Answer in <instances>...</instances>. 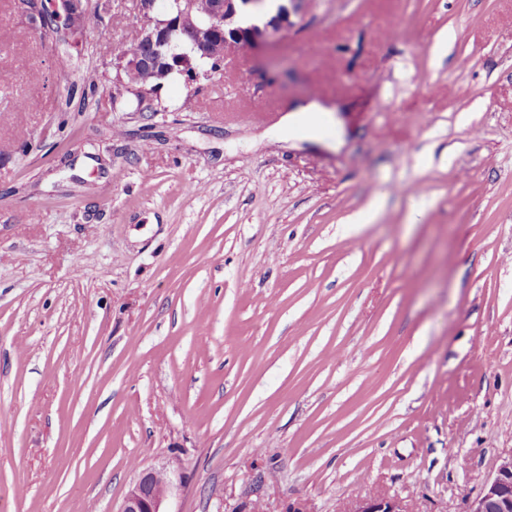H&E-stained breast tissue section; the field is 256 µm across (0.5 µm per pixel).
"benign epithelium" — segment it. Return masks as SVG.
Wrapping results in <instances>:
<instances>
[{
  "label": "benign epithelium",
  "instance_id": "obj_1",
  "mask_svg": "<svg viewBox=\"0 0 512 512\" xmlns=\"http://www.w3.org/2000/svg\"><path fill=\"white\" fill-rule=\"evenodd\" d=\"M144 18L135 40L143 54L122 53L112 77V100L132 102L136 112L157 111L158 92L174 72L198 78L196 57L208 58L218 67L234 53L265 45L294 27L292 15L302 0H290L292 7L262 20L267 0H210L202 9L199 0H135ZM31 24L46 33L77 32L80 25L97 18V0H24ZM150 66L152 79L133 83L124 78L129 70ZM172 479L165 469H143L126 493L119 512H165L164 502ZM463 512H512V453L501 459L494 477L482 493L464 498ZM351 512H405L399 501L378 498L359 502Z\"/></svg>",
  "mask_w": 512,
  "mask_h": 512
}]
</instances>
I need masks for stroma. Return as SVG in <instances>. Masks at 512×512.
<instances>
[{"label":"stroma","instance_id":"stroma-1","mask_svg":"<svg viewBox=\"0 0 512 512\" xmlns=\"http://www.w3.org/2000/svg\"><path fill=\"white\" fill-rule=\"evenodd\" d=\"M104 3L0 0V512L161 467L167 512H462L512 450V0H304L151 116ZM22 2L30 10L31 24H36L46 33H58L61 29L71 33L78 32L80 30L77 29H81L85 23L96 19L100 14V3L94 0H26ZM76 19H80L81 24Z\"/></svg>","mask_w":512,"mask_h":512}]
</instances>
